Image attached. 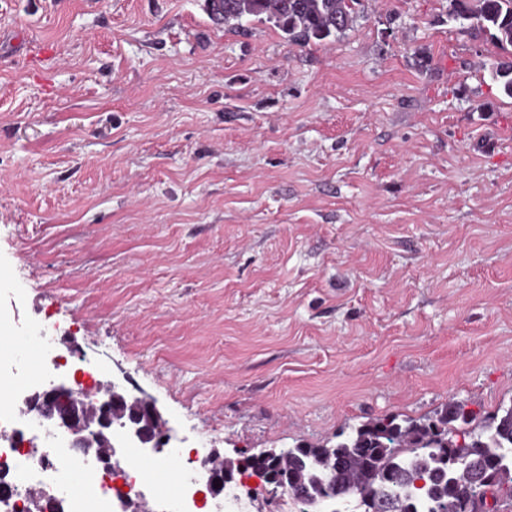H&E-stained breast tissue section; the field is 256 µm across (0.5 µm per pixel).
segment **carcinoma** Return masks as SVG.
Listing matches in <instances>:
<instances>
[{"instance_id": "1", "label": "carcinoma", "mask_w": 512, "mask_h": 512, "mask_svg": "<svg viewBox=\"0 0 512 512\" xmlns=\"http://www.w3.org/2000/svg\"><path fill=\"white\" fill-rule=\"evenodd\" d=\"M219 2L227 30L251 20L274 23L290 44L337 39L353 27L360 0H206ZM448 18L477 20L505 49L512 47V0H450ZM492 79L512 98V60L490 69ZM466 405L450 402L428 422L390 416L354 428L334 445L297 446L276 459L254 462L274 475L280 488L310 489L314 505L336 478L352 488L364 512H377L378 500L390 498L394 512H418L415 499L432 502L430 512H468L477 493L470 469L476 460L501 495L512 496V406L481 429Z\"/></svg>"}]
</instances>
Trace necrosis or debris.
<instances>
[{
    "instance_id": "obj_1",
    "label": "necrosis or debris",
    "mask_w": 512,
    "mask_h": 512,
    "mask_svg": "<svg viewBox=\"0 0 512 512\" xmlns=\"http://www.w3.org/2000/svg\"><path fill=\"white\" fill-rule=\"evenodd\" d=\"M59 333V327L48 322L31 336L39 361L6 380L13 394L48 386L67 366V357L53 351ZM28 418V413L12 407L0 410V512H31L34 488L59 512H112V495L133 498L148 488L151 479L145 463L157 453L128 446L120 426H113L112 437L122 447L123 458L105 463L92 454H77L70 446V434L53 422L37 421L32 432H24ZM165 454L178 463L181 477L171 495L160 497L161 512H200L196 493L213 477L209 451L203 446H172Z\"/></svg>"
}]
</instances>
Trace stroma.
Segmentation results:
<instances>
[{"mask_svg":"<svg viewBox=\"0 0 512 512\" xmlns=\"http://www.w3.org/2000/svg\"><path fill=\"white\" fill-rule=\"evenodd\" d=\"M203 0H0V312L242 459L512 405V98L449 0L304 47Z\"/></svg>","mask_w":512,"mask_h":512,"instance_id":"obj_1","label":"stroma"}]
</instances>
